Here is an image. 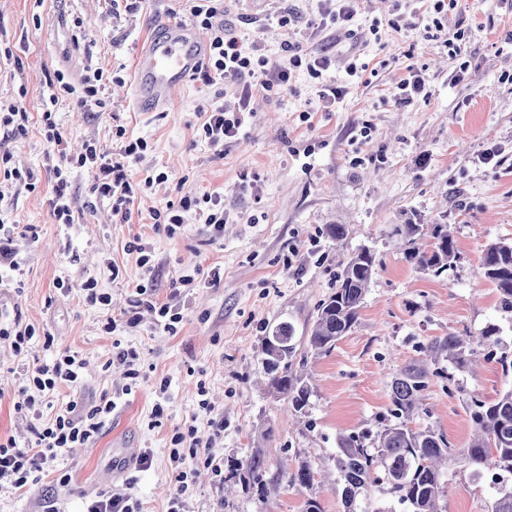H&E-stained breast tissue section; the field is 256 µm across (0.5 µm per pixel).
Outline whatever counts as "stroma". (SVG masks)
Instances as JSON below:
<instances>
[{
	"label": "stroma",
	"mask_w": 512,
	"mask_h": 512,
	"mask_svg": "<svg viewBox=\"0 0 512 512\" xmlns=\"http://www.w3.org/2000/svg\"><path fill=\"white\" fill-rule=\"evenodd\" d=\"M319 5L264 0L254 10L247 0H232L225 24L244 43H260L270 61L282 59L285 33L276 16L286 11L295 17L297 39L312 51L328 50L332 62L319 80L295 71L283 96L254 94L252 115L218 157L196 139L198 112L218 96L234 105L232 87L205 85L195 73L167 105L152 110L137 104V56L179 0H146L135 10L111 7L109 0H0V30L14 54L0 62V97L26 87L27 107L37 116L49 76L63 72L77 87L88 68H103L112 83L101 111L80 112L65 100L54 112L72 149L89 138L115 148L116 129L125 127L128 136L148 142L143 156L126 168L130 180L168 176L138 197L136 210L146 214L210 191L219 193L226 218L215 238L191 218L173 236L148 224H116L108 203L91 194L85 172L69 188L75 222L68 226L53 223L46 193L22 190L0 199V213L11 222L40 228L37 241L18 242L24 286L0 285V312L21 314L55 336L54 347L34 340L19 353L0 341V437L32 439L30 422L14 410L22 368L51 361L63 350L87 362L78 392L85 403L106 394L117 403L94 443L52 462L29 489L0 490V512H82L85 501L102 492H131L144 512H167L173 433L189 424L199 436L210 432L209 418L197 405L202 384L224 417L217 459L230 469L262 447L268 469L262 484L229 487L223 474L196 464L183 512H304L310 498L319 500L323 512H345L342 488L327 461L336 454L339 435L376 429L391 380L417 358V343L495 324L512 350V321L480 276L485 245L512 239V0H459L433 38L415 17L413 0H403L395 30L388 25L387 0H358L352 37L337 26H319ZM459 30L465 37L454 55L448 41ZM354 60L370 63L375 76L347 83ZM409 65L422 69L429 95L403 105L396 100L397 84ZM326 81L346 86L329 111L319 98ZM0 148L42 173L48 144L38 127L22 138L0 131ZM490 150L496 161L483 162ZM408 222L450 226L458 257L442 276L406 259L393 228ZM334 224L345 225L346 235L332 237ZM137 234L152 246L153 274L127 251ZM364 246L381 264L359 321L328 354L298 348L304 362L297 370L310 377L314 392L306 413L294 415L266 386L263 339L282 322L305 336L342 263ZM109 262L120 269L117 279L103 276ZM195 265L219 269L220 280L183 289L185 317L176 335L156 327L147 313L118 336L102 332L107 317L129 310L136 285L152 281L159 298H166L179 271ZM60 277L68 279L69 291L56 289ZM91 278L111 296L110 309L86 302L80 285ZM117 342L141 355L144 377L135 387H128L124 366L111 361ZM162 378L170 386L162 423L153 428L150 415ZM459 385L450 392L444 380L433 379L413 425H433L461 448L471 433L467 394L493 397L508 382L496 363L482 360L475 374L460 375ZM269 427L273 440L261 442ZM119 446L152 450V467L138 473L133 461L115 462ZM304 461L320 473L312 487L302 489L290 479ZM63 475L68 484H59ZM446 481L442 512H489L487 480L452 465Z\"/></svg>",
	"instance_id": "1"
}]
</instances>
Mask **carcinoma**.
<instances>
[{
	"mask_svg": "<svg viewBox=\"0 0 512 512\" xmlns=\"http://www.w3.org/2000/svg\"><path fill=\"white\" fill-rule=\"evenodd\" d=\"M395 234L405 240L407 260L437 276L447 271L458 256L455 237L446 224H401ZM379 265L376 253L368 248L354 252L343 262L331 294L319 303L316 319L304 337L307 349L327 354L355 328ZM480 276L495 287L501 309L512 314V240L501 239L485 247ZM499 333L500 328L492 324L477 335L452 333L421 345V358L404 365L394 376L388 408L380 415L377 430L353 431L338 437L334 462L338 481L343 483L347 512H381L369 505L371 488L379 483L388 485L403 512H441L445 463L467 468L478 479L490 475L492 512H512V482L500 481L502 474H512V388L492 399L475 394L468 397L466 414L471 436L464 448L453 447L433 428L411 427L432 379L455 384L446 365L467 372L478 347L486 348L487 359L500 366L504 377H512V352L498 351ZM296 347L294 327L287 322L278 324L264 338L263 369L269 390L287 401L288 409L301 414L312 390L294 372ZM267 466L265 454L258 450L226 480L246 477L259 485ZM314 477L312 465L302 462L292 473L291 483L307 488Z\"/></svg>",
	"mask_w": 512,
	"mask_h": 512,
	"instance_id": "carcinoma-1",
	"label": "carcinoma"
}]
</instances>
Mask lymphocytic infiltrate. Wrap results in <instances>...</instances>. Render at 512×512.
<instances>
[{
	"instance_id": "lymphocytic-infiltrate-1",
	"label": "lymphocytic infiltrate",
	"mask_w": 512,
	"mask_h": 512,
	"mask_svg": "<svg viewBox=\"0 0 512 512\" xmlns=\"http://www.w3.org/2000/svg\"><path fill=\"white\" fill-rule=\"evenodd\" d=\"M185 9L196 26L210 34L209 51L206 56L202 77L205 83L217 85L230 80L235 84L239 101L236 108L229 109L219 102H211L200 114L201 123L198 138L216 153H223L227 141L235 139L251 112L250 102L254 93L282 96L288 90L293 72L305 68L314 78L322 77L330 66L326 53L306 51L294 37H287L282 44V61L269 62L260 44L244 45L243 41L224 24V0H184ZM102 69H94L85 76L81 87H73L63 73H55L47 80V91L42 96V121L44 137L49 151L44 166L52 184L48 199L50 214L55 223L71 224L75 212L68 193L71 175L74 171H90L94 174L92 191L107 200L111 206L113 221L129 223L132 206L139 192L152 188L154 184L166 182V174L146 176L139 182H130L125 172L128 161L135 160L147 150L146 139L130 138L125 128L115 132L120 138L118 151L105 150L97 142L85 141L80 152H70L67 138L61 127L53 120L52 110L61 95L74 96L78 107L92 112L102 107ZM195 212L213 234H220L224 224V205L220 196L205 193L184 196L178 202L168 203L165 209H154L147 221L154 229H165L175 234L184 222L186 212ZM194 274L179 276L177 286L167 299H159L154 288L140 284L135 288L134 307L145 309L157 327L169 334H176L184 319L180 303L182 288L194 285ZM85 362L70 351L60 352L52 363L26 368L24 399L16 403L17 414L35 420L34 443L18 446L14 438L0 439V482H6L13 489L23 490L40 481L41 474L49 463L68 449L87 445L101 434L105 423L116 403L109 396H102L99 403L87 405L80 397H73L61 405L50 422H43L41 407L47 395L60 386L80 387L83 381ZM211 432L200 437L195 426L175 433L171 438L169 457L175 469V491L169 500L167 512H180L181 497L188 488L192 476L186 468L187 461H200L212 466L215 445L224 437L223 418L212 417Z\"/></svg>"
}]
</instances>
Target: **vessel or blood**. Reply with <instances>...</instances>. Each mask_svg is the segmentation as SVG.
Listing matches in <instances>:
<instances>
[{"mask_svg": "<svg viewBox=\"0 0 512 512\" xmlns=\"http://www.w3.org/2000/svg\"><path fill=\"white\" fill-rule=\"evenodd\" d=\"M205 39L180 26L154 38L138 60L139 105L168 104L207 52Z\"/></svg>", "mask_w": 512, "mask_h": 512, "instance_id": "1", "label": "vessel or blood"}]
</instances>
